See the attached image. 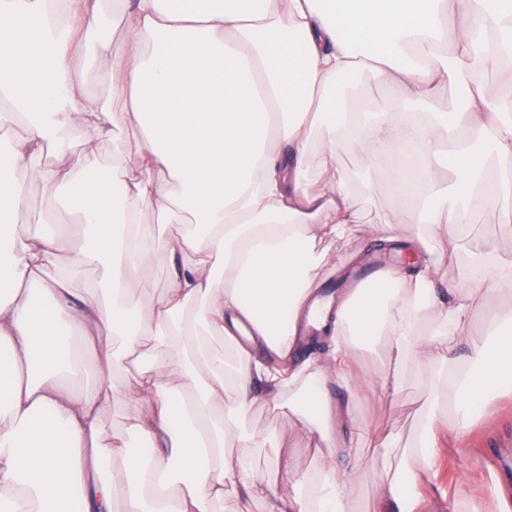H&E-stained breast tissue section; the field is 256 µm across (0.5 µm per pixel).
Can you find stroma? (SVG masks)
I'll return each mask as SVG.
<instances>
[{
  "label": "stroma",
  "instance_id": "stroma-1",
  "mask_svg": "<svg viewBox=\"0 0 512 512\" xmlns=\"http://www.w3.org/2000/svg\"><path fill=\"white\" fill-rule=\"evenodd\" d=\"M342 163L357 191L356 201L361 211H370L378 205H399V198L378 188L376 195H367L364 185L373 177L361 161L350 152H342ZM498 210L483 203H473L467 222L464 246L450 254L448 263L456 274L469 269L472 252L493 249L512 255V240L501 238ZM332 404H352L363 426L369 433L387 429L400 432L402 441H410L420 428L427 409L430 390L415 371H406L399 391L381 400L370 389L350 396L347 389L336 382L326 386ZM512 452V389L505 390L487 401L481 412L464 430L449 427L439 450L433 474L418 481L414 512H457L461 501L463 482L484 484L497 481L507 512H512V471H503L493 462L494 456ZM335 459L357 487V495L350 505L351 512H378L382 502L380 466L369 448H344L335 452Z\"/></svg>",
  "mask_w": 512,
  "mask_h": 512
}]
</instances>
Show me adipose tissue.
<instances>
[{"label": "adipose tissue", "instance_id": "obj_1", "mask_svg": "<svg viewBox=\"0 0 512 512\" xmlns=\"http://www.w3.org/2000/svg\"><path fill=\"white\" fill-rule=\"evenodd\" d=\"M111 18L116 56L94 40ZM90 47L111 79L104 100L76 62ZM489 61L511 87L512 0H0V512H71L75 490L81 512H210L229 486L237 512H350L354 486L333 457L300 469L276 433L243 421L261 399L285 410V430L338 447L323 388L366 385L357 351L379 341L388 367L375 395L395 394L409 363L431 389L401 463L397 434L376 445L385 503L413 512L411 487L448 424L465 428L512 385V315L491 304L512 288V258L477 253L459 278L446 256L416 259V233L411 263L318 305L316 246L352 243L365 224L386 241L421 224L454 248L475 198L501 209L512 239V103L486 94ZM358 71L395 87L397 109L353 111L339 79ZM446 87L455 110L429 111ZM126 121L144 144L116 145L104 163L101 142ZM75 135L76 162L41 164L51 147L67 156ZM344 149L391 173L401 204L361 214ZM29 182L53 190L54 223L80 224L82 249L28 230ZM162 224L177 230L159 239ZM160 247L172 272L150 300L140 273ZM89 264L101 278L75 295ZM305 317L332 346L326 360L295 358ZM447 334L465 358L442 351ZM156 337L187 350L175 383L158 379L160 354L115 381L120 357ZM89 350L95 382L82 389ZM116 402L148 454L104 438ZM256 448L270 454L264 480L251 476Z\"/></svg>", "mask_w": 512, "mask_h": 512}]
</instances>
